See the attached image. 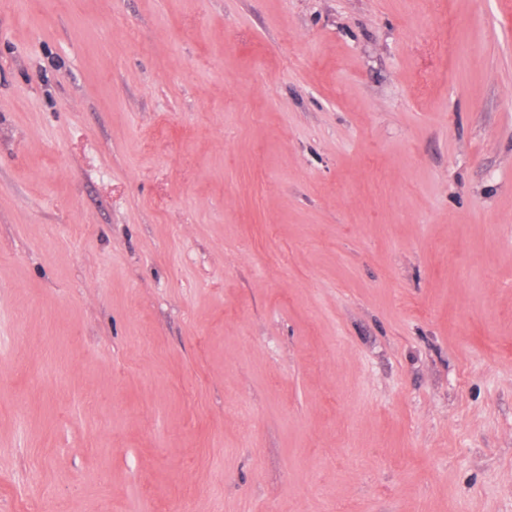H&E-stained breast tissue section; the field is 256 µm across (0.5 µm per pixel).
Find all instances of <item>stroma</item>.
Returning <instances> with one entry per match:
<instances>
[{
    "label": "stroma",
    "instance_id": "obj_1",
    "mask_svg": "<svg viewBox=\"0 0 512 512\" xmlns=\"http://www.w3.org/2000/svg\"><path fill=\"white\" fill-rule=\"evenodd\" d=\"M512 512V0H0V512Z\"/></svg>",
    "mask_w": 512,
    "mask_h": 512
}]
</instances>
